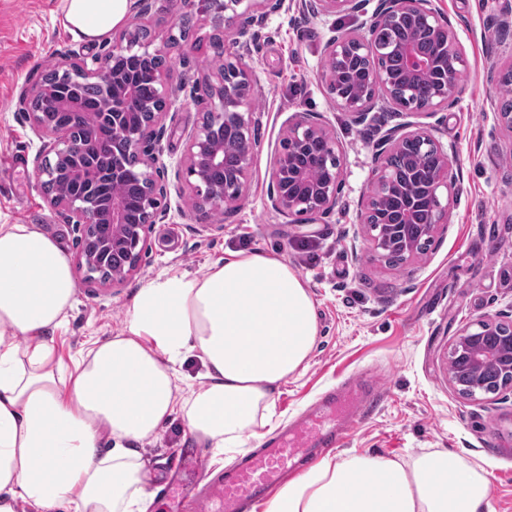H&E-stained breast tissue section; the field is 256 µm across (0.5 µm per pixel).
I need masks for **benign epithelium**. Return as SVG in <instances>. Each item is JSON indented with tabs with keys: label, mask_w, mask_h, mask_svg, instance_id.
Wrapping results in <instances>:
<instances>
[{
	"label": "benign epithelium",
	"mask_w": 512,
	"mask_h": 512,
	"mask_svg": "<svg viewBox=\"0 0 512 512\" xmlns=\"http://www.w3.org/2000/svg\"><path fill=\"white\" fill-rule=\"evenodd\" d=\"M226 13L224 25L232 33V45L248 49L252 28L277 12L281 0H212ZM363 0H311L314 11L333 15L355 14ZM365 32L338 31L325 46L327 65L320 73L336 106L356 122H364L377 105L410 115L430 117L448 108L462 92L458 72L466 59L434 0H378L364 22ZM386 28H401L407 39L395 47L403 67L398 76L389 69L365 74L362 62L373 57L376 37ZM153 39L137 32H124L104 65L90 70L80 59L67 56L54 74L35 83L20 97L21 110L33 131L43 139L35 158L40 181L51 184L64 174L68 158L79 146L68 133L69 124L92 125L95 109L77 106L68 100V83L95 81L112 87V127L125 131L124 151L137 159L133 168L112 167L116 178H128L138 190V208L126 198L114 197L104 206L85 194L46 195L50 207L66 216L78 232L80 251L77 266L90 283L114 287L138 270L141 251L153 227L161 219L160 198L166 192L160 184L161 151L167 92L163 73L155 72L154 101L150 121H139L142 104H134L135 93L118 64L129 55L152 60L159 50ZM224 73L217 83L203 89L210 108L191 133L187 146V174L195 178V209L208 218L237 203L245 195L248 176L255 159V129L261 112L253 103L254 73L244 54L224 48ZM52 94L64 104L61 121L49 112L32 108L37 98ZM413 141L433 157L434 169L426 177L418 175L413 162L404 173L393 171L389 159L403 145ZM235 164L227 168V153ZM340 150L335 137L321 118L305 113L288 127L275 160L273 178L276 193L273 209L305 224L329 214L338 203L341 185ZM224 168V184L207 178L211 168ZM453 155L439 143L430 125L411 128L404 123L385 131L378 150V166L373 185L363 201L361 224L370 237L377 259L402 264L423 251L445 224L448 208L456 197ZM422 205L426 220L414 223L416 205ZM112 251V275H98V263ZM449 382L459 397L476 401L485 394L512 393V314L480 318L464 329L448 351Z\"/></svg>",
	"instance_id": "1"
}]
</instances>
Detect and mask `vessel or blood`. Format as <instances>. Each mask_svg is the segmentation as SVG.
<instances>
[{
    "label": "vessel or blood",
    "mask_w": 512,
    "mask_h": 512,
    "mask_svg": "<svg viewBox=\"0 0 512 512\" xmlns=\"http://www.w3.org/2000/svg\"><path fill=\"white\" fill-rule=\"evenodd\" d=\"M382 398L381 391L366 380H349L322 394L261 448L223 471L206 469L197 453L171 457V470L181 471L188 464L201 480L183 512H245L247 506L267 500L308 463L339 445L359 420L378 408Z\"/></svg>",
    "instance_id": "1"
}]
</instances>
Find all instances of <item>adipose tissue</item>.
I'll return each instance as SVG.
<instances>
[{
	"mask_svg": "<svg viewBox=\"0 0 512 512\" xmlns=\"http://www.w3.org/2000/svg\"><path fill=\"white\" fill-rule=\"evenodd\" d=\"M133 0H62L63 24L94 43ZM77 285L60 244L0 224V512H148L138 448L173 416L213 455L275 427V393L318 337L308 284L273 254L234 252L200 276L160 274L133 295L119 333L66 367L50 341ZM191 358L202 383L180 394ZM265 512H491L488 472L434 448L406 458L349 451L288 482Z\"/></svg>",
	"mask_w": 512,
	"mask_h": 512,
	"instance_id": "obj_1",
	"label": "adipose tissue"
}]
</instances>
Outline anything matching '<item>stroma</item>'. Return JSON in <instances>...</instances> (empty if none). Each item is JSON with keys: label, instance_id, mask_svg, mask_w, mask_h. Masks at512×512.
<instances>
[{"label": "stroma", "instance_id": "obj_1", "mask_svg": "<svg viewBox=\"0 0 512 512\" xmlns=\"http://www.w3.org/2000/svg\"><path fill=\"white\" fill-rule=\"evenodd\" d=\"M467 59L462 94L430 117L435 135L455 157L458 197L448 221L416 258L389 265L372 257L360 226V203L374 180L378 139L408 117L375 109L354 122L331 99L319 74L333 31L356 32L362 16H313L301 0L256 27L249 64L261 111L255 162L245 198L222 220L192 206L185 174L187 143L201 112L195 84L216 80L190 40L209 38L217 14L184 10L175 0H154L147 15L131 14L126 28L146 26L167 58L168 113L161 141L167 188L163 217L141 254L139 271L118 288L87 283L76 272L77 293L65 326L52 343L71 363L91 341L118 333L138 288L177 269L203 275L227 252L245 249L282 257L308 282L319 325L316 346L299 378L275 394L281 422L346 377L369 373L383 393L378 411L340 445L405 458L431 448L465 453L491 481L493 512H512V395L461 399L448 383V350L473 320L512 308V131L497 121L502 103L496 73L512 66V29L497 23L501 0H435ZM112 37L89 44L62 25L61 0H0V224H28L57 239L69 256L79 241L72 225L45 201L33 160L42 140L20 110L21 93L62 55L77 54L99 68ZM301 112L318 113L340 147L342 183L336 208L313 224L294 223L272 209V170L281 140ZM181 417L143 441L150 464L147 490L157 493L168 457L189 447Z\"/></svg>", "mask_w": 512, "mask_h": 512}]
</instances>
